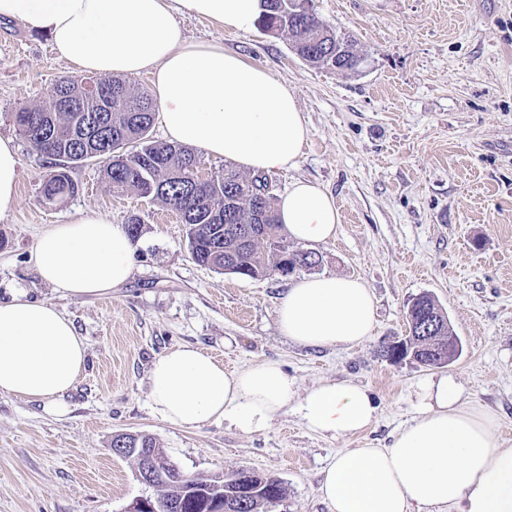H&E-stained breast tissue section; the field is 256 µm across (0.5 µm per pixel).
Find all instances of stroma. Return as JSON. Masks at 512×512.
Listing matches in <instances>:
<instances>
[{
    "label": "stroma",
    "mask_w": 512,
    "mask_h": 512,
    "mask_svg": "<svg viewBox=\"0 0 512 512\" xmlns=\"http://www.w3.org/2000/svg\"><path fill=\"white\" fill-rule=\"evenodd\" d=\"M319 19L353 36L364 62L341 73L309 65L292 40L224 30L178 16L185 38L216 43L291 89L310 136L295 168L271 174L273 195L297 180L337 200L335 241L313 245L315 274L361 278L375 295L377 324L350 347L312 349L281 336L275 310L293 275L250 279L195 263L188 228L161 202L109 190L101 161L71 170L80 186L42 203L55 169L14 121L76 70L48 35L0 21V137L18 150L20 179L0 219V300L12 293L52 303L87 345L85 370L62 415L0 393V512H125L151 495L119 433L154 436L188 475L252 469L279 479L285 497L268 512H329L321 472L343 448L383 447L415 415V386L448 374L464 401L495 413L512 448V0H314ZM91 214L126 224L138 216L133 272L101 297L75 298L44 283L31 260L38 237ZM431 294L460 341L448 364L393 360L383 348L408 333L407 308ZM205 349L230 368L273 360L307 389L323 380L368 386L378 405L363 434L323 438L292 413L243 434L211 422L194 429L153 410L148 375L171 348Z\"/></svg>",
    "instance_id": "1"
}]
</instances>
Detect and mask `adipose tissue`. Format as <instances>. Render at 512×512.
Returning <instances> with one entry per match:
<instances>
[{
  "label": "adipose tissue",
  "mask_w": 512,
  "mask_h": 512,
  "mask_svg": "<svg viewBox=\"0 0 512 512\" xmlns=\"http://www.w3.org/2000/svg\"><path fill=\"white\" fill-rule=\"evenodd\" d=\"M264 0H0V17L48 34L59 57L100 75L150 72L170 142L197 147L256 173L295 167L309 129L287 84L222 46L187 41L176 14L253 31ZM294 241L337 236L336 200L297 180L277 202ZM134 244L106 216L55 225L32 253L45 283L69 295L100 297L132 273ZM375 300L361 279L318 275L288 287L277 311L282 336L308 348L351 347L371 337ZM86 344L54 305L25 295L0 302V393L40 401L51 413L81 376ZM149 393L163 419L184 427L212 420L251 434L278 414L309 431L353 436L375 420L369 391L324 380L305 391L279 363L230 370L204 349L180 345L159 356ZM461 387L441 375L420 383L414 418L383 448H347L323 473L330 512H512V448L488 411L466 405Z\"/></svg>",
  "instance_id": "ef3b65f1"
}]
</instances>
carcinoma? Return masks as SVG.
Listing matches in <instances>:
<instances>
[{
	"label": "carcinoma",
	"mask_w": 512,
	"mask_h": 512,
	"mask_svg": "<svg viewBox=\"0 0 512 512\" xmlns=\"http://www.w3.org/2000/svg\"><path fill=\"white\" fill-rule=\"evenodd\" d=\"M259 27L294 37L299 55L323 69H336L325 56L336 47V40L347 39L324 25L312 8L288 19L283 0H265ZM75 83L63 78L43 104L22 106L15 112L26 141L56 167L42 184L43 202L52 204L75 195L79 186L68 168L92 159L90 152L97 151V158L104 162L102 176L112 188L157 199L189 226V249L197 264L251 279L315 267L310 252L294 249L281 234L274 196L264 193L265 175L244 176L226 167L197 187L190 171L195 152L152 137L157 104L151 95L122 77L99 80L98 97L88 99L83 113L89 117L86 123L83 114L63 105V96ZM244 226L256 230L247 241L239 236ZM406 318L407 339L419 362L435 366L437 355L455 358L456 351H448V344L455 343L456 337L430 295L417 297ZM285 494L281 481L258 472L245 482L236 472L227 478L192 477L181 485L172 480L158 488L160 500L183 499L181 512H211L210 503L219 497L224 499V512H264Z\"/></svg>",
	"instance_id": "carcinoma-1"
}]
</instances>
